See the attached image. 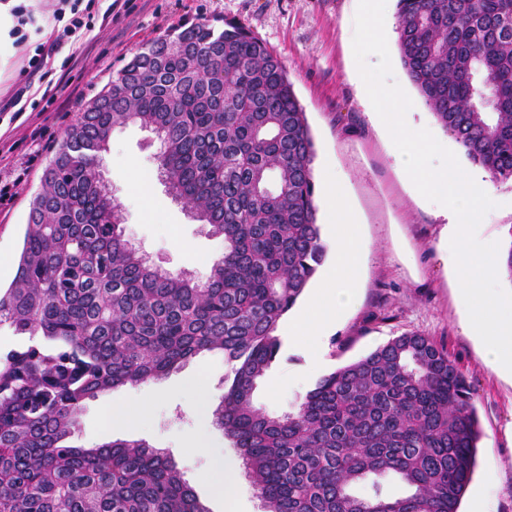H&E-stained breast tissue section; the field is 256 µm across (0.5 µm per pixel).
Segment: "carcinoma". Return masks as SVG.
<instances>
[{"label":"carcinoma","instance_id":"1","mask_svg":"<svg viewBox=\"0 0 512 512\" xmlns=\"http://www.w3.org/2000/svg\"><path fill=\"white\" fill-rule=\"evenodd\" d=\"M397 50L466 160L512 181V0H397ZM164 144L160 176L224 255L208 279L147 264L100 179L112 129ZM306 115L281 58L244 26L142 46L45 166L0 327V512H209L141 440L77 443L84 402L204 351L230 367L212 421L263 512H458L481 427L466 377L417 332L320 377L291 412L255 406L278 326L322 265ZM408 487L386 493V482Z\"/></svg>","mask_w":512,"mask_h":512}]
</instances>
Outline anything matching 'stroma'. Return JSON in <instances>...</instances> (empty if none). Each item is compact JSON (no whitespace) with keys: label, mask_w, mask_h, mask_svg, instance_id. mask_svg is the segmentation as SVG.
<instances>
[{"label":"stroma","mask_w":512,"mask_h":512,"mask_svg":"<svg viewBox=\"0 0 512 512\" xmlns=\"http://www.w3.org/2000/svg\"><path fill=\"white\" fill-rule=\"evenodd\" d=\"M28 4L39 13L41 30L29 32L25 44H16L11 34L16 18L0 24V97L24 92L19 111L0 112V187L9 186L12 194L0 205V253L10 260L0 269V284L9 285L15 275L43 169L82 105L143 44L185 23L207 20L220 27L228 20L239 22L285 64L315 145V196L323 198L327 182H343L359 211L357 232L365 252L357 306L313 344L319 367L311 366V353L284 342L254 392L255 405L271 414L287 413L322 375L402 333L424 334L445 347L465 375L483 430L477 467L459 512H470L471 499L491 469L497 480L487 492L490 512H512V380L487 366L478 345L463 334L454 276L436 248L444 224L440 206L410 193L385 133L371 119L353 54L358 0H78L73 10L61 8L59 0ZM75 10L88 14L89 29L77 32L48 59L45 80L29 76V57L54 38ZM60 82L65 90L47 99L45 88ZM156 155L150 130L136 124L113 130L104 171L125 236L154 265L185 269L194 279L206 280L224 254V242L174 200L157 175ZM494 189L499 205L487 213L480 231L504 243L512 237V182L496 183ZM227 370L221 352H205L165 379L100 394L79 415V442L145 440L171 456L210 512H260L261 502L247 478L239 480L234 507H227L216 491L211 480L215 459L234 460L238 454L222 430L203 422L193 396L182 387L185 377L198 376L213 401H220ZM150 393L156 403L146 420L122 427L105 422L112 399L137 400ZM198 434L207 452H187L185 440Z\"/></svg>","instance_id":"35a3bbf8"}]
</instances>
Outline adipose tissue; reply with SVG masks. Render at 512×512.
Segmentation results:
<instances>
[{"label": "adipose tissue", "mask_w": 512, "mask_h": 512, "mask_svg": "<svg viewBox=\"0 0 512 512\" xmlns=\"http://www.w3.org/2000/svg\"><path fill=\"white\" fill-rule=\"evenodd\" d=\"M329 222L335 229L334 257L322 284L309 305L288 323V338L308 349L320 334L333 326L339 315L353 308L358 299L357 282L361 260L360 242L355 232L357 215L338 183H329L326 192Z\"/></svg>", "instance_id": "ef3b65f1"}]
</instances>
